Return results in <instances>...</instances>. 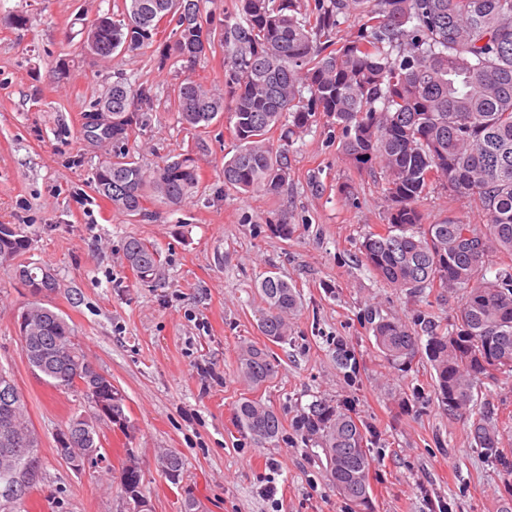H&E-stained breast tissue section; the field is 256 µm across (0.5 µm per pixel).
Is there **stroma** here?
Wrapping results in <instances>:
<instances>
[{
  "label": "stroma",
  "instance_id": "35a3bbf8",
  "mask_svg": "<svg viewBox=\"0 0 512 512\" xmlns=\"http://www.w3.org/2000/svg\"><path fill=\"white\" fill-rule=\"evenodd\" d=\"M121 9L122 0H0V224L31 238L21 263L57 273L61 288L48 302L125 395L132 425L127 433L99 425L103 467L76 471L58 457V433L89 407L29 365L15 320L32 297L10 264H0V370L18 385L40 437L42 475L26 512H128L111 472L130 451L152 512H184L189 492L198 512H352L318 448L295 427L319 399L371 430L373 512H512V469L486 458L467 426L449 420L426 356L405 369L390 366L369 330L372 310L420 330L432 319L451 323L458 302L437 288L413 295L386 286L364 265L361 243L385 222L381 178L358 174L321 121L291 146L279 194L225 188L224 160L236 150L228 118L196 134L183 124L176 97L187 77L223 88L222 49L163 68L150 46L107 59L83 52L87 23ZM21 14L27 27L13 23ZM60 59L69 66L58 76ZM122 78L153 90L152 107L126 144L143 168L176 158L196 138L205 142L196 152L198 186L180 205H153L149 218L115 211L96 192L94 173L113 146L89 143L82 132L87 112ZM343 183L353 185V197L338 193ZM421 209L430 224L485 221L468 200L440 188ZM283 212L286 238L275 230ZM132 237L158 249L156 282L140 281L129 267ZM270 273L298 295L287 341L272 345L258 329L259 283ZM340 342L350 366L336 360ZM250 344L280 363L260 387L239 370ZM246 398L280 415L282 431L271 444L256 446L237 425L234 411ZM168 449L185 462L177 486L158 464ZM268 485L274 496L263 495Z\"/></svg>",
  "mask_w": 512,
  "mask_h": 512
}]
</instances>
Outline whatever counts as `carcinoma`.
<instances>
[{
    "mask_svg": "<svg viewBox=\"0 0 512 512\" xmlns=\"http://www.w3.org/2000/svg\"><path fill=\"white\" fill-rule=\"evenodd\" d=\"M201 0H124L119 18L104 15L91 27L96 55L134 52L154 42L163 16L174 21L173 40L157 58L192 60L220 45L224 51V92L187 77L177 90L182 121L202 132L233 103L230 132L236 152L224 161V186L244 192L280 193L288 181V151L296 137L324 116L341 133L343 149L359 172L380 166L387 199V224L367 234L362 261L385 284L423 293L455 292L460 301L453 322L428 336L426 345L408 325L369 319L375 343L394 364L425 349L435 370V394L448 418L469 424L485 456L508 461L501 419L489 400L487 382L512 376V273L485 277L491 253L512 256V0H239V13L216 21L203 18ZM352 21L354 35L336 41L340 20ZM153 102L148 86L124 79L100 106L112 107V126L83 128L93 142H112V160L95 171L97 193L128 216H144L157 200L180 204L198 183L194 153L164 160L148 172L123 148L139 115ZM280 129L279 143L270 133ZM437 186L449 198H466L487 217L466 224L450 217L423 223L419 203ZM31 248L21 228L0 238V263ZM126 257L143 281L159 276L160 253L137 238L126 242ZM44 266L17 265L15 277L35 300L27 307V329L19 331L24 354L41 353L43 379L55 388L81 393L90 407L87 430L76 446L101 449L94 399L112 397V416L129 423L126 398L112 381L90 383L79 369L90 365L71 327L39 301L55 293L58 280L41 282ZM265 307L258 327L271 342L288 339V314L297 295L278 275L259 284ZM240 371L260 386L276 373L266 351L242 350ZM235 419L261 447L278 438L279 415L256 399H244ZM303 433L322 448L336 491L353 512H369V431L352 415L323 401L303 413ZM14 437L10 461L40 472L39 437L29 426L21 392L15 410L0 413V439ZM159 464L174 485L185 463L173 450ZM142 469L129 456L120 488L129 512H145ZM30 488L12 499L0 497V512H22Z\"/></svg>",
    "mask_w": 512,
    "mask_h": 512,
    "instance_id": "1",
    "label": "carcinoma"
}]
</instances>
